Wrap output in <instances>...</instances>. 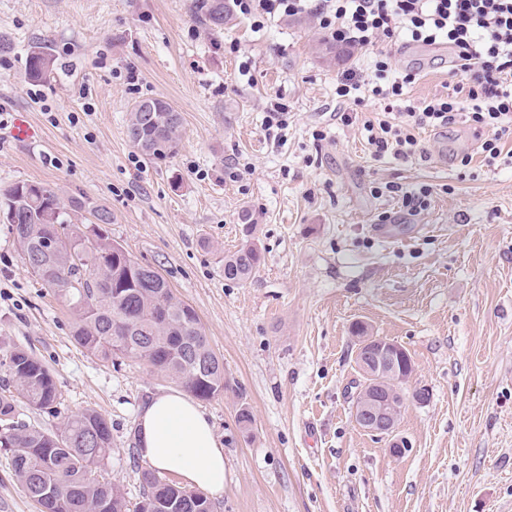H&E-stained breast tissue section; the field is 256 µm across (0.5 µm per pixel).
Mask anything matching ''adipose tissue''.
<instances>
[{
    "label": "adipose tissue",
    "mask_w": 512,
    "mask_h": 512,
    "mask_svg": "<svg viewBox=\"0 0 512 512\" xmlns=\"http://www.w3.org/2000/svg\"><path fill=\"white\" fill-rule=\"evenodd\" d=\"M138 452L154 468L218 497L224 492V447L205 412L186 393L156 396L137 421Z\"/></svg>",
    "instance_id": "adipose-tissue-1"
}]
</instances>
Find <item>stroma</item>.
<instances>
[{"label":"stroma","instance_id":"stroma-1","mask_svg":"<svg viewBox=\"0 0 512 512\" xmlns=\"http://www.w3.org/2000/svg\"><path fill=\"white\" fill-rule=\"evenodd\" d=\"M324 38L306 16L258 30L240 14L214 35L188 0H0V110L35 132L0 130V187L38 182L106 208L107 235L198 314L224 362L223 393L200 403L224 443L214 512H512V136L491 163L484 132L460 120L417 130L427 158L371 156L363 124L385 102L348 104L349 126L336 118L337 82L371 61L347 48L323 62ZM43 40L59 67L37 83L26 55ZM388 52L392 73L417 74L402 105L456 81L424 44ZM151 97L184 121L163 161L127 135L130 108ZM275 101L288 107L278 138L264 131ZM387 183L430 187L428 208L408 214L377 194ZM246 212L263 262L231 283L224 258L245 242ZM381 220L389 238L372 230ZM359 323L408 352L405 389L429 394L406 400L398 456L353 419ZM70 325L0 224V353L35 354L58 391L54 411L21 404L19 417L53 431L72 412L102 414L112 454L99 475L135 507L139 409L176 384L142 360L93 358ZM0 512H39L1 449Z\"/></svg>","mask_w":512,"mask_h":512}]
</instances>
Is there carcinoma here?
<instances>
[{"label": "carcinoma", "mask_w": 512, "mask_h": 512, "mask_svg": "<svg viewBox=\"0 0 512 512\" xmlns=\"http://www.w3.org/2000/svg\"><path fill=\"white\" fill-rule=\"evenodd\" d=\"M195 23L218 33L231 20L228 0H189ZM26 69L30 79L53 78L56 57L45 43L31 46ZM153 105V122L142 126L143 104ZM127 133L133 147L155 160L148 141L168 144L167 157L177 154L183 117L161 98L137 101L129 111ZM85 201L64 199L54 188L19 182L0 188V213L12 217L9 233L42 284L59 295L71 315V336L99 359L146 361L199 398L224 391V363L210 347L195 310L175 296L158 272L147 273L121 244L100 233L112 223L111 213L95 209L96 223L78 220ZM75 240L92 235L95 245L83 254L67 248L45 251L50 225ZM261 253L249 242L224 257V279L244 283L255 276ZM81 288L69 287L70 281ZM15 394L0 397V448L11 453L14 474L23 491L43 512H127L119 488L99 479L98 469L112 453V427L97 411L86 408L64 417L53 432L18 419L16 401L54 409L57 386L49 367L33 354L13 349L0 360ZM144 493L135 512H208V498L166 482L151 469L139 471Z\"/></svg>", "instance_id": "obj_1"}]
</instances>
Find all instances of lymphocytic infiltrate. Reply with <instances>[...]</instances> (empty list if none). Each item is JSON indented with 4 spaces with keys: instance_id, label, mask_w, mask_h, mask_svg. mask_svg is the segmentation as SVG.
Masks as SVG:
<instances>
[{
    "instance_id": "1",
    "label": "lymphocytic infiltrate",
    "mask_w": 512,
    "mask_h": 512,
    "mask_svg": "<svg viewBox=\"0 0 512 512\" xmlns=\"http://www.w3.org/2000/svg\"><path fill=\"white\" fill-rule=\"evenodd\" d=\"M255 28L275 16H307L332 39L362 51L376 41L406 38L455 50L452 69L458 82L447 96L421 102L404 112H384L364 122L373 156L402 159L426 155L416 132L465 118L488 131L481 144L486 159L501 153L503 135L512 132V0H233ZM387 55H378L370 78L347 71L336 88L341 97L368 92L378 100H395L412 73L386 79Z\"/></svg>"
}]
</instances>
